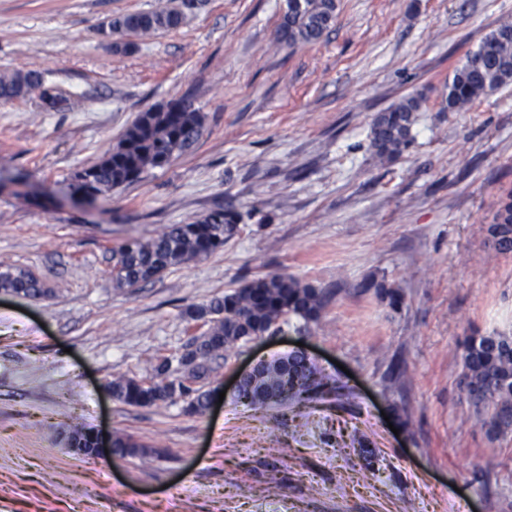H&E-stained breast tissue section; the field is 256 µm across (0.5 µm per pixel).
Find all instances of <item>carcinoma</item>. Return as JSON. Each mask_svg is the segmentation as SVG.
<instances>
[{
  "label": "carcinoma",
  "mask_w": 512,
  "mask_h": 512,
  "mask_svg": "<svg viewBox=\"0 0 512 512\" xmlns=\"http://www.w3.org/2000/svg\"><path fill=\"white\" fill-rule=\"evenodd\" d=\"M158 0L150 10L121 15L109 22L111 34L148 40L162 30L183 25L188 12L205 0ZM336 0H286L280 41L294 45L318 41L336 22ZM512 83V21H503L474 50L466 53L448 80L442 96L443 112H461L481 96ZM40 91L44 101H55L38 70L0 71V99L12 100ZM419 103L405 98L379 113L370 128V146L382 163L399 157L411 143ZM206 116L192 104L179 101L153 106L141 113L102 160L74 176V191L91 199L105 196L123 185L162 168L199 138ZM239 214L217 208L189 224H170L150 239L129 238L112 248V287L137 288L166 270L206 257L224 247L234 236ZM485 238L493 239L496 255L512 253V191L501 196L491 223L484 225ZM0 291L33 300L48 299L54 290L27 269L0 266ZM328 302L322 288L305 284L287 274H274L245 283L234 292L207 304L190 305L185 314L203 319L208 330L192 338L189 351L172 370L160 363L149 381L120 376L107 383L112 397L131 406L149 407L176 403L186 395V410L201 414L208 394L194 384L206 379L213 362L246 337H260L294 318L308 327L319 324ZM333 389L304 354L290 352L265 364L248 381L236 400L250 407L276 405L274 397L308 400ZM460 389L472 417L497 438L512 433V336L490 333L469 337L464 345ZM114 455L144 456L148 450L132 437L112 438Z\"/></svg>",
  "instance_id": "obj_1"
}]
</instances>
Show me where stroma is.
<instances>
[{
    "mask_svg": "<svg viewBox=\"0 0 512 512\" xmlns=\"http://www.w3.org/2000/svg\"><path fill=\"white\" fill-rule=\"evenodd\" d=\"M154 2L0 0V71H41L67 100L0 99V265L55 291L0 292V512H512V434L489 438L459 386L465 336L512 335V254L488 257L483 232L512 190V84L440 109L512 0H337L332 29L292 47L285 0H206L115 51L109 21ZM410 95L411 144L379 164L370 125ZM180 99L206 115L190 149L109 195L73 192L140 112ZM219 207L242 216L222 249L113 288L112 246ZM274 273L330 292L320 325L238 345L203 388L301 345L335 393L252 408L229 392L201 414L107 394L206 332L189 305ZM77 426L149 453L74 455Z\"/></svg>",
    "mask_w": 512,
    "mask_h": 512,
    "instance_id": "35a3bbf8",
    "label": "stroma"
}]
</instances>
